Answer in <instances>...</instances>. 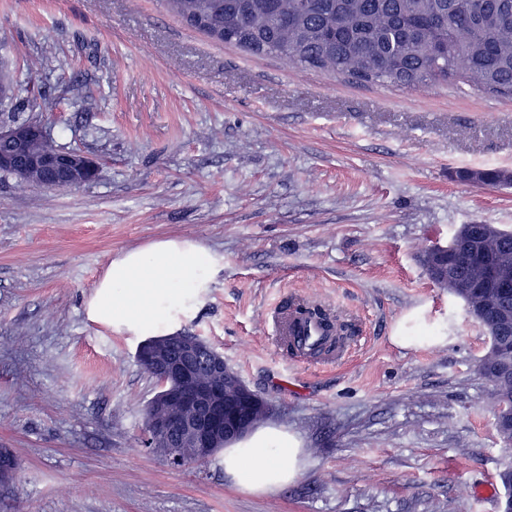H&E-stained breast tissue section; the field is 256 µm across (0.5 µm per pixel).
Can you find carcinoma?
Here are the masks:
<instances>
[{
    "label": "carcinoma",
    "mask_w": 512,
    "mask_h": 512,
    "mask_svg": "<svg viewBox=\"0 0 512 512\" xmlns=\"http://www.w3.org/2000/svg\"><path fill=\"white\" fill-rule=\"evenodd\" d=\"M474 14L462 0H165L181 23L215 42L255 56H272L303 68L346 74L363 83L423 89L463 80L512 98V0H482ZM491 259L512 264V232L501 231L496 247L480 246ZM419 262L438 287L436 246ZM480 273L469 269L453 292L468 305L486 302L512 309V296L493 288L476 294ZM478 373L491 387L496 408L512 405V374H501L512 351V322L491 316Z\"/></svg>",
    "instance_id": "obj_1"
}]
</instances>
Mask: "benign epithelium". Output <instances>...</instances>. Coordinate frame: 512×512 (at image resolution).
Returning <instances> with one entry per match:
<instances>
[{
    "label": "benign epithelium",
    "instance_id": "1",
    "mask_svg": "<svg viewBox=\"0 0 512 512\" xmlns=\"http://www.w3.org/2000/svg\"><path fill=\"white\" fill-rule=\"evenodd\" d=\"M44 127L37 121L26 124L1 123L0 171L16 177L36 169L41 183L58 189L89 184L97 178L98 166L76 151L57 150L41 155L28 151V142L44 137ZM498 230L486 224H464L439 256L448 269V278L455 279L453 254L460 245L470 246L472 238L486 240L497 236ZM482 280L500 292H512V267L490 262L482 267ZM177 348L159 339L140 346L137 359L155 373L161 389L151 404L149 424L151 447L173 458L175 448H192L195 455L212 452L218 444H226L246 435L251 429L255 411L268 408L261 397L246 386L234 397H225L224 387L233 383L237 373L226 363L224 355L196 336H180Z\"/></svg>",
    "mask_w": 512,
    "mask_h": 512
}]
</instances>
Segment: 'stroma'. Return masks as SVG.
I'll use <instances>...</instances> for the list:
<instances>
[{"label":"stroma","mask_w":512,"mask_h":512,"mask_svg":"<svg viewBox=\"0 0 512 512\" xmlns=\"http://www.w3.org/2000/svg\"><path fill=\"white\" fill-rule=\"evenodd\" d=\"M0 69L55 146L100 165L68 189L0 173V448L20 462L0 512H499L488 336L419 254L464 224L512 230V187L454 178L512 171L511 98L254 56L163 0H0ZM167 238L221 264L179 330L300 439L282 488L142 443L159 386L87 303L112 258ZM290 296L354 324L347 364L288 362L263 318ZM401 321L446 341L398 347Z\"/></svg>","instance_id":"obj_1"}]
</instances>
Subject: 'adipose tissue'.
Segmentation results:
<instances>
[{"mask_svg": "<svg viewBox=\"0 0 512 512\" xmlns=\"http://www.w3.org/2000/svg\"><path fill=\"white\" fill-rule=\"evenodd\" d=\"M217 259L200 244L160 239L111 259L89 301L92 322L130 336H168L189 315L218 271ZM302 450L294 435L280 429L253 433L229 445L220 460L227 474L260 493L294 481Z\"/></svg>", "mask_w": 512, "mask_h": 512, "instance_id": "adipose-tissue-1", "label": "adipose tissue"}]
</instances>
